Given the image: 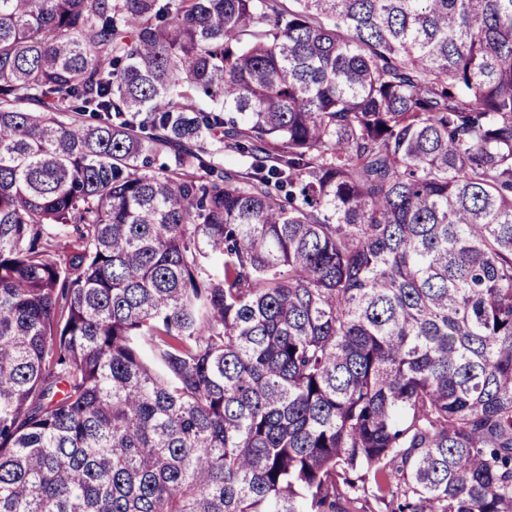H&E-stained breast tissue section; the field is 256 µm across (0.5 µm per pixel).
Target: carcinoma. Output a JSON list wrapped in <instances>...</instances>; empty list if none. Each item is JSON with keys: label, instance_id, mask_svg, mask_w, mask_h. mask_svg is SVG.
I'll list each match as a JSON object with an SVG mask.
<instances>
[{"label": "carcinoma", "instance_id": "carcinoma-1", "mask_svg": "<svg viewBox=\"0 0 512 512\" xmlns=\"http://www.w3.org/2000/svg\"><path fill=\"white\" fill-rule=\"evenodd\" d=\"M369 485L512 512V0H0V512Z\"/></svg>", "mask_w": 512, "mask_h": 512}]
</instances>
